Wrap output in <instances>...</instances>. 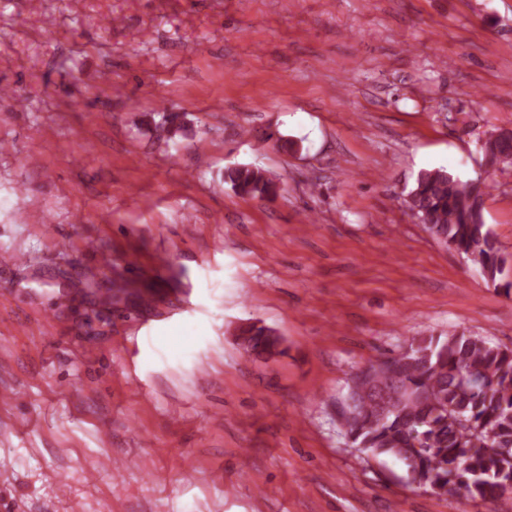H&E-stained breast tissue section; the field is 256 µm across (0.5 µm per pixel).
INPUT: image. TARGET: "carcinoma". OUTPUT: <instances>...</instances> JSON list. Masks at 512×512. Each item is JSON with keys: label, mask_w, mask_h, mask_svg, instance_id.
<instances>
[{"label": "carcinoma", "mask_w": 512, "mask_h": 512, "mask_svg": "<svg viewBox=\"0 0 512 512\" xmlns=\"http://www.w3.org/2000/svg\"><path fill=\"white\" fill-rule=\"evenodd\" d=\"M177 116L162 113L158 137L176 135ZM488 167L511 166L512 144L490 136L480 145ZM224 181L240 194L269 198L275 185L260 168L229 167ZM480 183L444 169L424 170L406 206L438 241L465 255L487 282L512 298V261L483 220ZM238 344L247 355L272 357L282 339L272 329L248 326ZM389 392L382 406L376 389ZM352 410L338 422L346 438L377 459L406 467V482L448 496L461 490L491 505L512 507V349L482 336L453 331L413 336L396 354L370 362L352 377Z\"/></svg>", "instance_id": "carcinoma-1"}]
</instances>
